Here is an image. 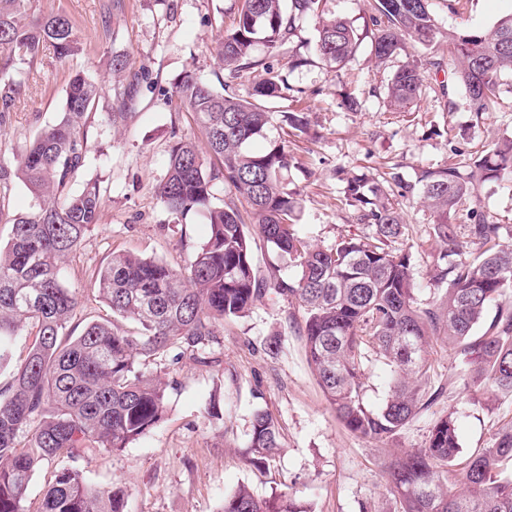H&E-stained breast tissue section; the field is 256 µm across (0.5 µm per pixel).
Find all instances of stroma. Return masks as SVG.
Here are the masks:
<instances>
[{"mask_svg":"<svg viewBox=\"0 0 512 512\" xmlns=\"http://www.w3.org/2000/svg\"><path fill=\"white\" fill-rule=\"evenodd\" d=\"M110 3L30 0L31 14L70 16L83 51L65 67L49 48L27 64V94L0 126V157L9 160L59 117L69 72H84L108 86L110 61L124 53L130 65L120 82L138 71L145 76L130 106L134 117L121 131L104 121L111 109L109 96L100 97L91 120L89 162L82 177L101 187L100 219L64 265L67 285L82 296L76 311L80 321L112 318L90 291L94 273L112 254L131 252L179 270L204 239L202 215L177 224L156 192L173 136L205 144L192 116L173 111L169 97L187 71L215 82L219 63L214 48L237 11V0H120L115 9ZM430 4L439 34L433 45L416 52L433 60L447 59L448 30L465 24L489 34L512 14V0H459L453 13L448 0ZM107 14L115 30L111 36L102 23ZM316 37L309 21L291 41L256 45L255 56L281 70L291 91L270 102L265 135L251 144L261 150L277 143L294 158L288 187L301 202L297 230L312 247L325 249L368 231L346 202L344 178H377L395 167L412 181L420 168L453 162L452 147L470 152L512 135V89L502 88L497 111L479 117L463 87L443 97L440 78L431 73L422 99L410 111L396 112L384 106L379 91L391 71L376 65L369 43H362L354 59L337 71L315 55ZM346 90L359 100L357 111L344 106ZM292 112L304 113L307 133L298 136L289 127L286 118ZM399 208L405 223L401 243L415 260L417 297L434 303L443 293L434 280L435 268L448 248L435 237L434 215L419 197L401 200ZM480 208L497 219L502 242L512 245V176L486 184ZM252 261L264 278L296 275L289 256L257 235ZM301 323L297 304L270 293L246 316L225 319L211 363L185 355L145 364V372L169 383L165 418L122 451L104 450L85 462L88 482L126 490V512H221L225 496L242 484L260 498L291 495L308 512H362L366 507L397 512L387 481L393 449L426 447L435 423L453 416L461 452L448 479L457 485L469 456L512 423V396L474 382L461 357L438 340L430 348V377L415 417L385 441L355 435L337 418L307 365ZM260 410L277 422L281 448L268 466L257 469L247 463L244 451Z\"/></svg>","mask_w":512,"mask_h":512,"instance_id":"obj_1","label":"stroma"}]
</instances>
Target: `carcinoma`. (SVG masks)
Returning <instances> with one entry per match:
<instances>
[{
  "instance_id": "carcinoma-1",
  "label": "carcinoma",
  "mask_w": 512,
  "mask_h": 512,
  "mask_svg": "<svg viewBox=\"0 0 512 512\" xmlns=\"http://www.w3.org/2000/svg\"><path fill=\"white\" fill-rule=\"evenodd\" d=\"M29 0H0V74L31 63L44 45L60 62L80 50L72 20L61 13L28 18ZM231 30L217 54L229 74L260 68L263 78L245 96L224 95L187 72L174 83L175 110L189 112L203 130L208 157L174 137L165 177L157 188L169 213L183 221L201 214L207 234L189 263L176 271L161 261L114 254L96 272L93 290L136 331H118L109 320L74 322L81 300L67 287L60 263L98 223L100 186L92 181L72 193L86 168L87 124L102 88L85 73L69 74L65 109L36 135L12 166L0 164V212L11 178L22 181L36 207L12 219L0 250V370L12 366L16 337L30 336L28 353L11 380L0 386V512H26L27 490L43 464L54 466L41 512H125L120 488L89 485L80 467L101 450L118 451L163 418L167 383L145 374L140 361L162 362L174 350L207 364V348L220 343L219 321L246 313L273 292L302 309L307 363L337 416L354 434L383 441L417 413L422 379L430 365L426 345L448 337L481 382L512 393V247L500 243L501 225L479 210L483 185L512 173V138L469 153L455 163L420 170L410 182L391 171L383 182L346 178L344 194L359 224L371 233L345 237L330 248L311 247L294 229L300 213L286 175L293 158L275 145L254 151L264 136L267 102L288 88L273 66L257 60V42L290 39L307 20L317 21L316 56L343 67L370 40L381 66L397 60L406 44L428 46L438 34L429 0H361L368 23L354 29L343 19L323 17L324 0H238ZM427 68L415 55L396 66L384 86L388 107L404 111L421 97ZM512 75V14L494 34L472 28L448 33V81L465 87L476 115L498 104L500 87ZM111 91L106 113L116 129L130 116L135 81ZM25 89L21 79L0 82V125ZM225 187L224 198L216 197ZM418 194L432 209L434 235L458 246L452 213L469 203V237L475 249L465 259L436 265L435 282L445 292L438 306L416 297L413 255L394 250L404 222L397 198ZM266 243L293 258L291 279L268 280L255 272L250 233L243 214ZM497 303L491 321L488 307ZM488 322L484 333L475 329ZM376 355L394 368L385 405L364 403V366ZM273 417L252 420L248 462L260 468L279 444ZM460 453L456 420L440 419L425 448L403 450L389 469L399 512H512V424L494 442L470 456L463 486H448L440 469ZM223 512H308L286 494L259 499L245 485L224 497Z\"/></svg>"
}]
</instances>
